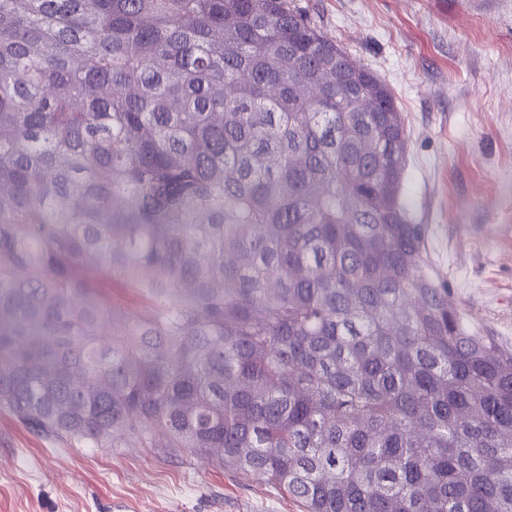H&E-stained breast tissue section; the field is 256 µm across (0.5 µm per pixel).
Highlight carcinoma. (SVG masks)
<instances>
[{
    "mask_svg": "<svg viewBox=\"0 0 512 512\" xmlns=\"http://www.w3.org/2000/svg\"><path fill=\"white\" fill-rule=\"evenodd\" d=\"M406 166L391 89L288 0H0V407L302 512H512V353ZM100 287L112 305L125 314L143 315L150 307L144 296L123 283L105 279L100 281Z\"/></svg>",
    "mask_w": 512,
    "mask_h": 512,
    "instance_id": "carcinoma-1",
    "label": "carcinoma"
}]
</instances>
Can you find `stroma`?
I'll return each instance as SVG.
<instances>
[{"instance_id":"stroma-1","label":"stroma","mask_w":512,"mask_h":512,"mask_svg":"<svg viewBox=\"0 0 512 512\" xmlns=\"http://www.w3.org/2000/svg\"><path fill=\"white\" fill-rule=\"evenodd\" d=\"M392 89L403 190L468 331L512 350V0H288ZM0 512H301L186 448H91L0 409Z\"/></svg>"}]
</instances>
